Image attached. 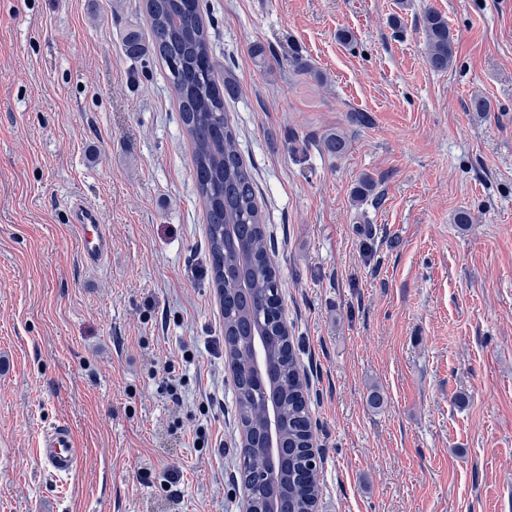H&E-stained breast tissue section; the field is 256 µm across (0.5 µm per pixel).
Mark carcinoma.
Wrapping results in <instances>:
<instances>
[{"instance_id": "cac0c4a2", "label": "carcinoma", "mask_w": 512, "mask_h": 512, "mask_svg": "<svg viewBox=\"0 0 512 512\" xmlns=\"http://www.w3.org/2000/svg\"><path fill=\"white\" fill-rule=\"evenodd\" d=\"M149 41L136 34L123 41L130 59L154 57L168 69L182 127L192 154L197 193L206 212V235L211 272L219 292L224 317V347L233 369L237 419L242 431L241 473L265 472L268 481H243L249 507L265 512H312L318 506L319 485L311 466L316 456L315 428L305 401L300 359L293 347L282 309L274 302L281 288L277 264L268 249V230L256 193L251 169L237 147L236 132L224 101L237 94L231 79L219 83L209 31L203 20V0H145ZM427 59L444 72L456 51L447 21L436 11L424 15ZM330 156H341L348 140L340 132L323 139ZM264 331L282 337L266 352L270 367L269 389L253 386V369L247 352ZM278 412V438L288 466L271 468L263 451L266 424L260 415L265 405Z\"/></svg>"}]
</instances>
